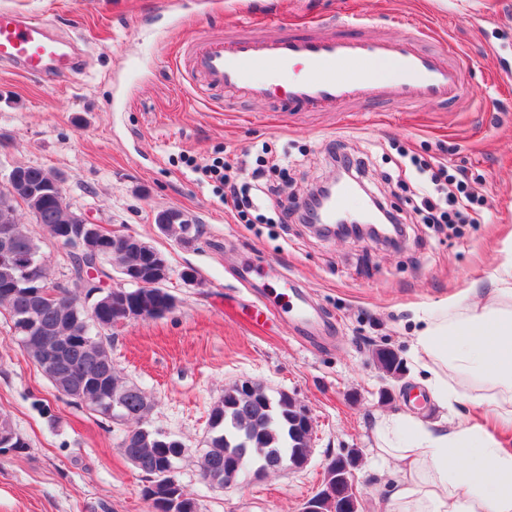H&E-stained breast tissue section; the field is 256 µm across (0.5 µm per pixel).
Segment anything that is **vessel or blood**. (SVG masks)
<instances>
[{"mask_svg":"<svg viewBox=\"0 0 512 512\" xmlns=\"http://www.w3.org/2000/svg\"><path fill=\"white\" fill-rule=\"evenodd\" d=\"M431 37L420 27L396 39L359 29L331 36L289 31L274 37L219 36L194 43L184 56L198 93L219 89L251 101L277 95L294 112L379 99L445 104L468 87L460 52L423 49ZM0 62L47 79L78 67L75 54L50 36L48 22L10 11H0Z\"/></svg>","mask_w":512,"mask_h":512,"instance_id":"obj_1","label":"vessel or blood"}]
</instances>
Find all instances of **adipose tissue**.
I'll use <instances>...</instances> for the list:
<instances>
[{"label":"adipose tissue","instance_id":"ef3b65f1","mask_svg":"<svg viewBox=\"0 0 512 512\" xmlns=\"http://www.w3.org/2000/svg\"><path fill=\"white\" fill-rule=\"evenodd\" d=\"M495 298L421 310L412 340L423 385L440 409L484 407L493 427L428 424L409 415L375 424L378 449L397 459L382 512H512V450L499 433L512 430V250L499 262Z\"/></svg>","mask_w":512,"mask_h":512}]
</instances>
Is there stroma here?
Here are the masks:
<instances>
[{
  "label": "stroma",
  "mask_w": 512,
  "mask_h": 512,
  "mask_svg": "<svg viewBox=\"0 0 512 512\" xmlns=\"http://www.w3.org/2000/svg\"><path fill=\"white\" fill-rule=\"evenodd\" d=\"M0 9L49 20L81 56L77 73L57 84L0 64V183L17 166L60 173L72 207L167 260L173 310L113 326L111 355L123 380L153 401L148 427L185 443L177 464L184 489L202 512H302L327 459L354 448L359 512H381L397 462L376 448V419L412 413L452 428L480 414L469 404L448 414L410 401L419 377L411 339L420 309L488 300L500 250L512 242V81L499 78L512 69V0H0ZM353 9L367 32L397 36L419 25L432 30L433 47L458 46L471 95L276 112L198 94L177 78V51L198 40L272 36L314 20L335 33ZM336 140L368 157L365 185L406 217L397 247L272 223L278 202H299L331 175L327 149ZM413 156L466 168L481 223H421L409 205ZM216 158L236 167L275 159L267 178L277 197L238 220L201 172ZM170 208L199 224L198 238L159 230L155 216ZM17 217L43 242L49 282L67 283L68 250L25 207ZM299 294L320 314L317 333H305L291 311ZM381 347L401 359L400 377L374 362ZM242 381L310 410L311 455L301 469L217 490L199 477L207 420L225 386ZM0 413L28 443L0 455V512H150L145 480L118 448L122 426L59 396L1 314Z\"/></svg>",
  "instance_id": "1"
}]
</instances>
